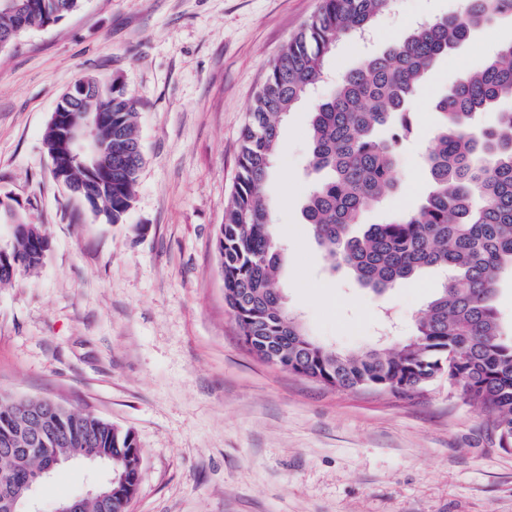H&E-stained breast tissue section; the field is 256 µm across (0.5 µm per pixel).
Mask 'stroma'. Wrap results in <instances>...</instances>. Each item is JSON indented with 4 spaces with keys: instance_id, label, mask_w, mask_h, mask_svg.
Returning <instances> with one entry per match:
<instances>
[{
    "instance_id": "obj_1",
    "label": "stroma",
    "mask_w": 512,
    "mask_h": 512,
    "mask_svg": "<svg viewBox=\"0 0 512 512\" xmlns=\"http://www.w3.org/2000/svg\"><path fill=\"white\" fill-rule=\"evenodd\" d=\"M320 0H82L0 52V195L43 225L50 249L0 286V398L33 396L132 430L141 482L128 512H512V448L487 412L440 376L421 392L339 390L261 362L224 301L217 227L239 139L269 64ZM460 0H399L367 45L344 39L333 74ZM512 41L506 18L442 57L421 87L400 189L361 218L382 224L429 190L432 102ZM136 103L144 165L124 223L57 184L43 134L59 96L87 76ZM309 112L280 127L264 187L284 245L278 286L317 341L347 350L405 341L445 280L428 270L376 297L325 267L304 224ZM72 460L37 484L38 512L107 482Z\"/></svg>"
}]
</instances>
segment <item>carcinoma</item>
<instances>
[{
    "label": "carcinoma",
    "mask_w": 512,
    "mask_h": 512,
    "mask_svg": "<svg viewBox=\"0 0 512 512\" xmlns=\"http://www.w3.org/2000/svg\"><path fill=\"white\" fill-rule=\"evenodd\" d=\"M82 0H0V34L44 28L76 11ZM394 0H321L310 22L270 64L243 130L238 175L215 250L224 275V300L248 350L297 375L340 390L375 389L407 395L446 372L466 402L494 416L499 435L512 447V340L500 331L495 300L504 269H512V41L473 70L462 73L434 103L440 125L424 155L430 191L416 209L384 224L361 225L363 213L397 189V153L411 132L413 98L448 51L503 16L512 0H462L448 16L416 24L403 39L346 71L334 92L313 103L308 128L309 165L327 178L307 193L302 214L324 260L344 268L376 295L426 268L451 275L417 319L408 342L341 353L314 340L288 313L277 286L280 244L270 221L264 186L274 167L280 122L309 99L327 75L343 38L372 33ZM102 88L86 112L112 113V181L92 182L73 166L75 194L93 198L92 210L114 224L133 207L143 153L135 104L124 85L89 77ZM480 112L497 113L477 127ZM15 224L7 248L14 272L0 269V283L36 269L48 251L44 225L10 214ZM63 439L46 449L61 458L120 449L110 461L119 473L138 464L134 432L91 413L58 406L53 415ZM38 419L21 420L0 401V448H29L41 434ZM43 462L0 454V499L20 492Z\"/></svg>",
    "instance_id": "carcinoma-1"
}]
</instances>
